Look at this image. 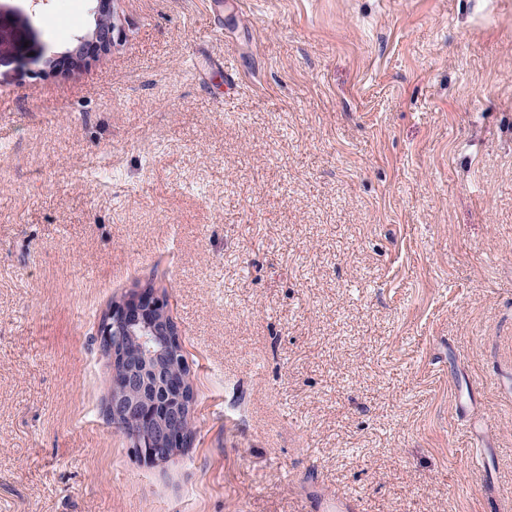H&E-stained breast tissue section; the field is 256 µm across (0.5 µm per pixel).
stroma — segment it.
<instances>
[{"instance_id":"stroma-1","label":"stroma","mask_w":512,"mask_h":512,"mask_svg":"<svg viewBox=\"0 0 512 512\" xmlns=\"http://www.w3.org/2000/svg\"><path fill=\"white\" fill-rule=\"evenodd\" d=\"M0 0V512L512 500V0ZM150 291L192 439L104 414ZM114 4L112 0L96 1L94 28L85 35L77 36V45L66 53L71 64L82 62L89 52H107L123 39L124 28L118 22Z\"/></svg>"}]
</instances>
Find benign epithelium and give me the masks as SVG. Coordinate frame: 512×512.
Here are the masks:
<instances>
[{
	"label": "benign epithelium",
	"mask_w": 512,
	"mask_h": 512,
	"mask_svg": "<svg viewBox=\"0 0 512 512\" xmlns=\"http://www.w3.org/2000/svg\"><path fill=\"white\" fill-rule=\"evenodd\" d=\"M94 15V28L77 37L76 46L66 53L74 65L82 62L92 51H109L124 37L114 0H96ZM152 313L158 318L150 335L169 337L173 355L179 354L180 339L164 303L145 292L114 306L104 316L101 335L109 342L106 355L111 362H116V355L110 342L112 337L122 335L120 326L140 321ZM148 384L146 372L127 363V357H121V366L112 371V392L107 411L120 412L132 419L135 431L131 441L142 460L153 465H166L175 459L177 449L184 447L190 439L187 422L192 403L187 401L186 377L178 372L166 376L164 383L160 384V393L152 397L149 396Z\"/></svg>",
	"instance_id": "obj_1"
}]
</instances>
